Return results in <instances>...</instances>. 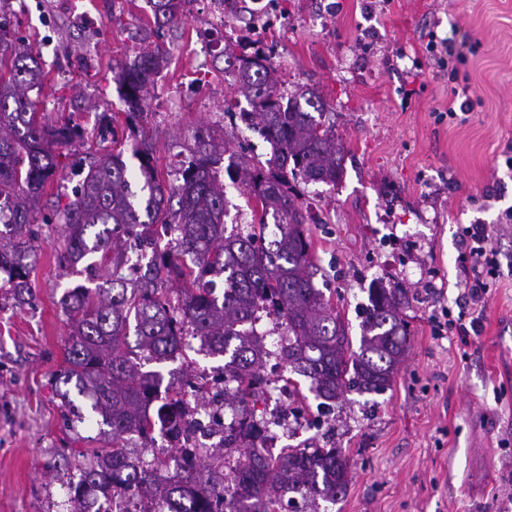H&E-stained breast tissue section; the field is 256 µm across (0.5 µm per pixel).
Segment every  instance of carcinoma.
I'll return each mask as SVG.
<instances>
[{"label": "carcinoma", "instance_id": "carcinoma-1", "mask_svg": "<svg viewBox=\"0 0 512 512\" xmlns=\"http://www.w3.org/2000/svg\"><path fill=\"white\" fill-rule=\"evenodd\" d=\"M154 25L178 24L184 0H147ZM0 28V274L3 285L22 305L33 297L31 271L35 213L47 185L62 176L58 147L84 140L73 119L46 121L31 92L42 86L44 70L37 56L21 50L8 57L11 43ZM227 69L235 73L238 98L225 101V111L245 99L253 129L271 146L266 163L244 153L230 154V178L253 202L254 223L247 235H225L226 200L218 165L227 153L224 136L195 128L192 144L177 183L159 179L142 130L143 107L154 76L166 63V51L148 37L133 61L117 75L126 123L134 137L132 158L138 161L139 191L131 189L132 171L123 152L98 151L79 161L82 179L73 199L56 210L64 234L61 262L77 269L87 257L100 262L84 267L91 275L112 263L109 287L77 285L59 303L71 321L66 368L56 383L91 400L97 424L108 427L101 446L93 449L97 463L69 485L73 512L95 489L112 495L140 494L170 504L169 512H281V493L303 500L334 501L349 482L348 459L337 448L282 450L265 456L252 442L241 448L244 460L234 470V495L224 503V469L207 467L184 452L175 459L179 473L163 477L158 469L129 470L124 464L123 436L138 433L150 442V416L145 405L158 397L162 376L141 371L135 360L176 359L186 333L201 338L207 352L224 356V374L231 388L238 423L260 429L250 398L257 397L255 370L260 350L252 334L241 329L261 304L270 305L288 325L287 361L294 372L311 380L316 396L336 401L348 375L360 389L381 391L390 384L408 344L402 309L406 291L379 283L370 289V306L362 322L359 351L352 350L348 329L331 302L315 288L317 268L306 224L308 208L298 202L297 183L334 185L343 176V151L336 134L322 120L325 103L312 91L288 95L269 57L261 50L222 51ZM113 118L104 112L97 128L102 142H117ZM168 238L165 247L159 241ZM135 238L152 250L146 266L131 284L118 275L128 262L121 242ZM209 275L223 278V292ZM182 283L180 314L171 308L164 282ZM135 335V344L129 336Z\"/></svg>", "mask_w": 512, "mask_h": 512}]
</instances>
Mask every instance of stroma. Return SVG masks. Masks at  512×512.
I'll return each instance as SVG.
<instances>
[{
    "instance_id": "1",
    "label": "stroma",
    "mask_w": 512,
    "mask_h": 512,
    "mask_svg": "<svg viewBox=\"0 0 512 512\" xmlns=\"http://www.w3.org/2000/svg\"><path fill=\"white\" fill-rule=\"evenodd\" d=\"M0 23L40 58V112L52 121L72 114L84 131L83 142L60 148L61 166L98 150L105 112L130 150L115 75L153 26L146 0H0ZM230 28L270 48L289 93L321 96L343 147L341 181L300 190L315 217L314 283L351 342L375 283L408 295L409 347L384 390L347 387L323 415L309 380H298L312 424L289 432L283 447L337 448L350 464L346 493L316 500L315 512H512V272L491 289L469 345L434 322L472 312L459 225H492L493 245L512 260V228L497 224L512 208V0H273L268 27L243 12ZM225 30L208 0H191L181 24L160 33L167 62L145 110L163 183L175 182L202 125L224 134L232 152L271 155L224 111L235 96L222 76ZM432 39L447 49L445 67L426 51ZM466 98V121L449 119ZM76 183L67 172L48 187L52 204L37 215L33 305L15 307L0 288V512H70L67 485L86 465L80 452L101 437L89 400L61 397L55 385L70 340L59 300L86 281L60 262L55 215ZM158 369L168 381L218 376L224 359L194 348Z\"/></svg>"
}]
</instances>
